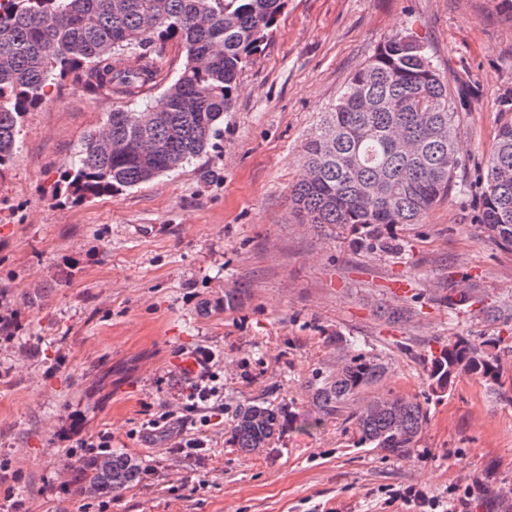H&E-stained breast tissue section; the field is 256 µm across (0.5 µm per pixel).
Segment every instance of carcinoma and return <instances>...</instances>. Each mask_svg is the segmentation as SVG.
Masks as SVG:
<instances>
[{
  "label": "carcinoma",
  "mask_w": 512,
  "mask_h": 512,
  "mask_svg": "<svg viewBox=\"0 0 512 512\" xmlns=\"http://www.w3.org/2000/svg\"><path fill=\"white\" fill-rule=\"evenodd\" d=\"M286 0H0V171L16 155L27 112L45 102L52 81L133 96L165 84L163 107L120 106L88 133L68 188L80 199L108 195L175 171L201 155L220 131L243 68L263 50ZM182 45L186 62L164 82L155 39ZM124 54V68L112 57ZM464 104L427 48L396 33L356 72L322 113L304 145L305 175L292 187L297 214L349 232L356 250H393L398 226L419 224L455 186L456 143ZM475 220L497 244L512 247V121L498 127L484 170ZM338 361L318 369L306 391L314 413L265 400L240 405L226 443L245 454L270 448L293 424L319 429L343 417L358 446L408 457L428 423L418 400L365 398L391 371L387 355L336 336ZM430 395L462 374L503 388L499 346L464 337L423 359ZM145 467L111 451L79 459L72 493L117 499Z\"/></svg>",
  "instance_id": "1"
}]
</instances>
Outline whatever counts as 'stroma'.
<instances>
[{"mask_svg":"<svg viewBox=\"0 0 512 512\" xmlns=\"http://www.w3.org/2000/svg\"><path fill=\"white\" fill-rule=\"evenodd\" d=\"M418 35L467 101L454 190L422 223L397 228V252L357 251L345 230L298 217L289 199L322 112L384 40ZM28 112L13 164L0 172V501L25 512H417L408 487L467 512H512V399L469 375L429 398L422 357L463 336L499 340L512 379V321L485 309L512 296V248L483 233L472 183L497 128L512 120V6L506 0H287L263 51L245 68L219 137L178 170L80 201L63 177L84 136L120 107L72 80ZM410 288L394 296L390 283ZM478 286L449 314V291ZM244 289L238 308L224 292ZM405 307L407 319L387 320ZM385 352L381 391L427 401L411 457L353 444L351 425L286 430L244 454L225 442L237 405H311L305 386L336 359L328 335ZM223 357L224 420L206 427L196 462L142 423L180 408L181 353ZM154 467L120 498L77 497L71 467L84 441Z\"/></svg>","mask_w":512,"mask_h":512,"instance_id":"obj_1","label":"stroma"}]
</instances>
